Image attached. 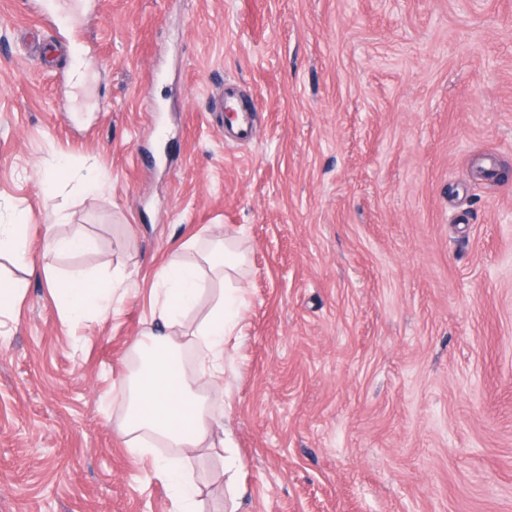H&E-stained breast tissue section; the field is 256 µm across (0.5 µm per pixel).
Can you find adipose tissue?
<instances>
[{
  "instance_id": "ef3b65f1",
  "label": "adipose tissue",
  "mask_w": 512,
  "mask_h": 512,
  "mask_svg": "<svg viewBox=\"0 0 512 512\" xmlns=\"http://www.w3.org/2000/svg\"><path fill=\"white\" fill-rule=\"evenodd\" d=\"M246 261L240 241L218 238L204 263L175 258L161 270L155 327L140 336L135 348L136 354H148L149 359L129 383L127 413L121 423L127 447L145 454L149 439L155 438L169 448H197L212 437L215 416L201 389L224 378V347L239 327V275ZM215 276L224 287L193 330L190 344H183L179 336L185 321ZM124 277L116 269L108 284L89 277L67 278L56 282L54 294L67 317L79 320L90 309L105 308ZM188 346L197 352L191 370L183 363Z\"/></svg>"
}]
</instances>
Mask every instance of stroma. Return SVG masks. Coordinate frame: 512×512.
<instances>
[{"instance_id": "1", "label": "stroma", "mask_w": 512, "mask_h": 512, "mask_svg": "<svg viewBox=\"0 0 512 512\" xmlns=\"http://www.w3.org/2000/svg\"><path fill=\"white\" fill-rule=\"evenodd\" d=\"M0 0V512H512V0ZM77 45L87 86L70 79ZM238 84L249 139L211 100ZM150 95L157 114L145 112ZM95 239L42 264L46 228ZM243 238L224 450L129 451L157 275ZM130 273L79 321L51 290ZM21 226H23V224L0 225V252H2V250H9L21 257L26 256V244L20 234ZM155 467L162 474L173 494L182 502V512H196L193 507V487L189 475L181 468L166 461L155 459Z\"/></svg>"}]
</instances>
